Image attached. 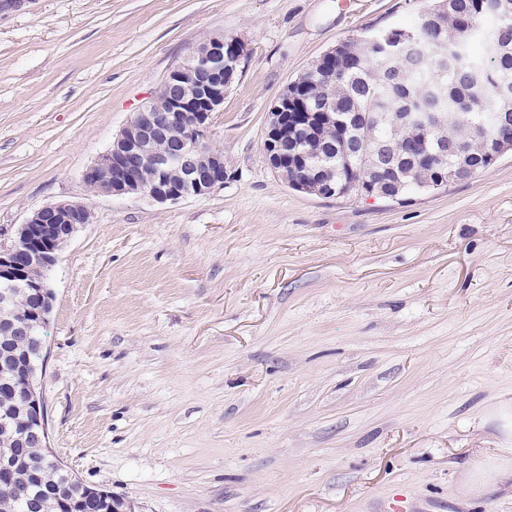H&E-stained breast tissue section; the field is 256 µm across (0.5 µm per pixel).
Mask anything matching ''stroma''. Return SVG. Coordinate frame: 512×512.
<instances>
[{
	"label": "stroma",
	"instance_id": "35a3bbf8",
	"mask_svg": "<svg viewBox=\"0 0 512 512\" xmlns=\"http://www.w3.org/2000/svg\"><path fill=\"white\" fill-rule=\"evenodd\" d=\"M424 0H0V241L91 210L49 274L53 453L133 512H512V153L406 201L268 166L266 115L336 44ZM221 187L156 203L85 170L215 36Z\"/></svg>",
	"mask_w": 512,
	"mask_h": 512
}]
</instances>
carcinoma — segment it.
Returning <instances> with one entry per match:
<instances>
[{
  "mask_svg": "<svg viewBox=\"0 0 512 512\" xmlns=\"http://www.w3.org/2000/svg\"><path fill=\"white\" fill-rule=\"evenodd\" d=\"M491 0H452L443 11L441 0L419 12L408 25L390 26L374 34L372 42L349 39L293 81L309 96L310 108L347 115L367 113L364 127L349 130L322 124L318 143L310 146L302 131L295 133L301 148H321L315 161L328 168L327 177L341 187L360 183L379 193L385 184L374 179L370 150L382 147L398 168L408 172L404 193L434 190L455 180L457 148L469 158L471 174L492 166L488 146L473 130L484 123H512V98L503 100L497 88L512 78V25L502 24ZM499 28L500 51L486 58L484 35ZM486 61L474 72L471 64ZM389 112H434L440 117L429 132L414 122H381ZM427 138L432 145L448 143V154L410 156L407 148ZM13 308L29 307L26 286L10 283ZM44 327L33 326L22 336L0 334V347L17 346L39 365ZM0 416L22 426L20 399L0 391ZM125 501L108 496L103 505L82 501V482L57 457L41 448H27L9 482L0 481V512H123Z\"/></svg>",
  "mask_w": 512,
  "mask_h": 512,
  "instance_id": "carcinoma-1",
  "label": "carcinoma"
}]
</instances>
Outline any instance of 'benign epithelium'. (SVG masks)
<instances>
[{
    "mask_svg": "<svg viewBox=\"0 0 512 512\" xmlns=\"http://www.w3.org/2000/svg\"><path fill=\"white\" fill-rule=\"evenodd\" d=\"M239 62L247 55L244 42L238 38L214 37L206 47L194 46L184 61L166 77L165 83L174 93L164 102H148L121 129L109 149L85 172L95 181L98 194L112 197H144L157 203L174 202L187 197L210 194L224 184V155L211 148L208 130L214 114L224 104V73L234 78L235 66L224 69V56ZM305 101L291 88L283 90L267 113L263 148L269 167L280 175L287 170L290 157L305 165V177L291 183L297 191L323 198L336 197V184L323 179V170L308 162L309 155L291 152L285 146L288 131V104ZM309 143H314L313 129L322 122L336 121L334 112H305ZM182 126L186 137L165 152H149L150 144L168 139L172 129ZM156 156L157 168L166 172L176 169L181 182L161 176L145 183L138 174L139 164ZM86 206L78 202L54 203L36 210L16 232L15 239L0 242V278L10 281L26 273V263H36L43 270L53 268L59 251L76 229L85 224ZM49 321L48 310L38 307L32 313L13 322V327L27 333L32 319ZM1 357L14 358L13 390L19 394L28 410L27 427L15 436L20 446L34 442L48 447V428L44 402L38 389L37 377L27 370L21 357L5 351Z\"/></svg>",
    "mask_w": 512,
    "mask_h": 512,
    "instance_id": "1",
    "label": "benign epithelium"
}]
</instances>
